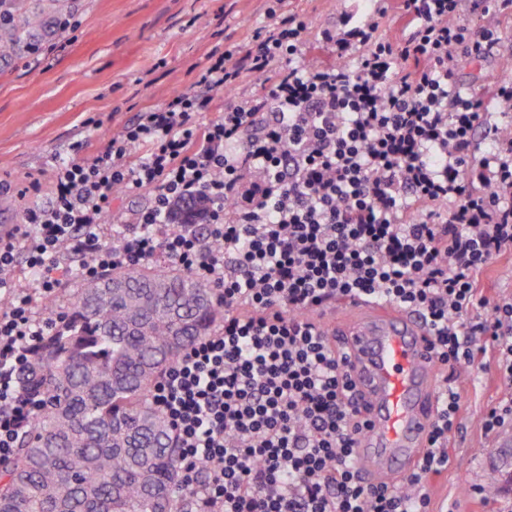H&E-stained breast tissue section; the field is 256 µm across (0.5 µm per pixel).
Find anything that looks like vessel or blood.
I'll return each instance as SVG.
<instances>
[{"label": "vessel or blood", "instance_id": "vessel-or-blood-1", "mask_svg": "<svg viewBox=\"0 0 512 512\" xmlns=\"http://www.w3.org/2000/svg\"><path fill=\"white\" fill-rule=\"evenodd\" d=\"M347 306L354 319L340 320L334 306L314 318L345 358L355 396L368 406L354 448L356 469L366 484L390 488L413 472L427 449L442 378L418 313L361 298Z\"/></svg>", "mask_w": 512, "mask_h": 512}]
</instances>
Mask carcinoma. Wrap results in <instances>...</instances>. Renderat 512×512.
<instances>
[{"instance_id": "cac0c4a2", "label": "carcinoma", "mask_w": 512, "mask_h": 512, "mask_svg": "<svg viewBox=\"0 0 512 512\" xmlns=\"http://www.w3.org/2000/svg\"><path fill=\"white\" fill-rule=\"evenodd\" d=\"M43 25L28 0H0L1 48ZM223 319L213 290L174 266L116 269L77 289L18 373L39 412L0 459V512H178V449L149 393Z\"/></svg>"}]
</instances>
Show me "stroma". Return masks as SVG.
Masks as SVG:
<instances>
[{"mask_svg":"<svg viewBox=\"0 0 512 512\" xmlns=\"http://www.w3.org/2000/svg\"><path fill=\"white\" fill-rule=\"evenodd\" d=\"M46 27L0 49L1 224L23 223L27 210L53 199V166L71 144L102 146L140 112L192 89L211 56L247 50L270 27L269 0H29ZM361 0H287L284 11L306 23V43L344 29ZM503 48L462 55L452 81L461 92L502 78ZM458 429L447 471L429 482L431 512H498L512 503V470L501 467L480 427L502 388L494 362L458 383ZM487 500L472 497L473 485Z\"/></svg>","mask_w":512,"mask_h":512,"instance_id":"35a3bbf8","label":"stroma"}]
</instances>
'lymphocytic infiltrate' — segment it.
<instances>
[{
  "mask_svg": "<svg viewBox=\"0 0 512 512\" xmlns=\"http://www.w3.org/2000/svg\"><path fill=\"white\" fill-rule=\"evenodd\" d=\"M407 33L378 34L380 0L306 67L303 22L279 16L246 52L225 51L98 148L58 162L51 204L0 232V457L38 407L17 383L66 317L38 318L71 276L89 282L163 259L207 283L224 320L155 383L179 450L185 512H430L428 479L450 464L457 379L493 351L504 391L481 430L512 426V297L487 302L480 273L512 251V131L480 152L484 99L452 81L461 54L498 43L459 19L461 0H402ZM250 73L260 93L206 124L215 91ZM152 190L132 224L104 215L115 191ZM205 196L177 216L174 201ZM36 271L23 281L22 268ZM351 295L421 311L443 365L429 446L402 486L361 484L352 386L317 308Z\"/></svg>",
  "mask_w": 512,
  "mask_h": 512,
  "instance_id": "obj_1",
  "label": "lymphocytic infiltrate"
}]
</instances>
